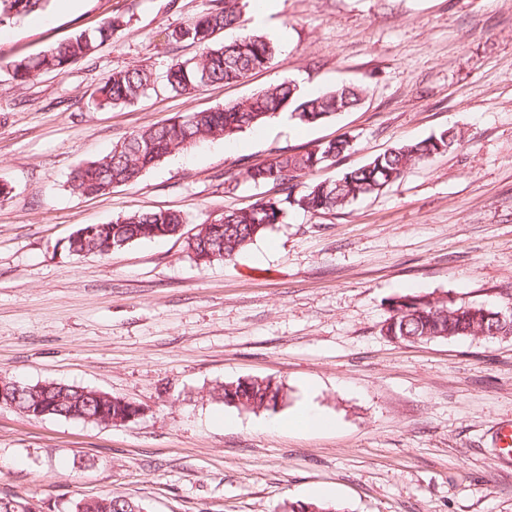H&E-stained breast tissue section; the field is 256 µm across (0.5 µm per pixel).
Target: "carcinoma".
Instances as JSON below:
<instances>
[{"mask_svg": "<svg viewBox=\"0 0 512 512\" xmlns=\"http://www.w3.org/2000/svg\"><path fill=\"white\" fill-rule=\"evenodd\" d=\"M248 0H220L203 10L185 29L171 33L176 41L197 45L200 58L175 59L165 71L163 87L171 92L197 91L217 82L237 83L271 63L277 52L271 39L244 33L228 43L215 42L224 29L242 27V7ZM50 0H0V27L14 25L45 10ZM120 24L115 16L102 18L93 30L83 31L30 59L12 62L13 78L27 81L41 72L61 73L72 62L85 58L104 43ZM157 89L153 73L144 68L112 72L97 89L94 102L99 107L131 105ZM366 89L355 83L338 86L317 96L303 97L291 82L273 84L245 99L221 108L178 115L169 123L139 129L116 143L105 155L81 165L70 181L72 193L96 196L112 186L138 179L161 159L191 148L208 138H230L263 124L280 112L302 124H316L357 108ZM460 141L458 133L446 129L428 138L402 143L347 170L333 179L317 182L298 195L293 189L310 172L335 164L351 149V142L339 137L321 142L304 152H282L271 160L248 165L244 176L256 185L287 186L283 197L256 201L245 207L207 217L197 232L187 239V250L199 263L231 261L275 224L282 222L286 208L297 205L316 213L334 212L399 180L405 171L428 162ZM186 223L178 211H143L120 216L103 224L93 234L69 240V251L106 257L133 241L174 237ZM499 310L483 304H427L419 294H402L389 300V315L381 326L386 336L401 343H425L457 337L493 339L512 336V326L504 328L497 319ZM31 394L19 398L15 407L30 418L37 417L36 401L53 406L51 418L115 423L130 416L134 403L122 398L107 399L103 393L57 382L29 386ZM243 398L242 408L275 413L285 399L283 387L270 380L237 381L233 391L215 390L214 397ZM93 509H81L82 500L71 512H125L130 508L124 496L104 494L92 498Z\"/></svg>", "mask_w": 512, "mask_h": 512, "instance_id": "1", "label": "carcinoma"}]
</instances>
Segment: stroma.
<instances>
[{"label":"stroma","instance_id":"obj_1","mask_svg":"<svg viewBox=\"0 0 512 512\" xmlns=\"http://www.w3.org/2000/svg\"><path fill=\"white\" fill-rule=\"evenodd\" d=\"M210 0H52L0 28V376L57 381L135 402L104 425L31 419L0 404V495L68 512L122 495L147 512H286L316 488L340 512H512V465L494 425L512 421V337L406 345L380 332L390 298L512 302V0H268L245 28L277 37L273 64L237 84L158 91L101 108L112 71L163 75L197 46L168 40ZM122 26L62 73L13 79L10 64L97 26ZM285 80L306 96L354 82L356 110L304 125L286 114L168 156L139 179L82 198L68 180L132 131L212 109ZM453 127L460 144L327 214L288 209L231 261L201 264L183 240L110 256L67 244L86 224L146 210L210 212L275 195L245 165L353 137L314 171L336 177L405 141ZM236 179L225 193V179ZM269 378L287 416L313 391L335 428L259 429L265 411L213 390ZM238 425L225 428V417Z\"/></svg>","mask_w":512,"mask_h":512}]
</instances>
